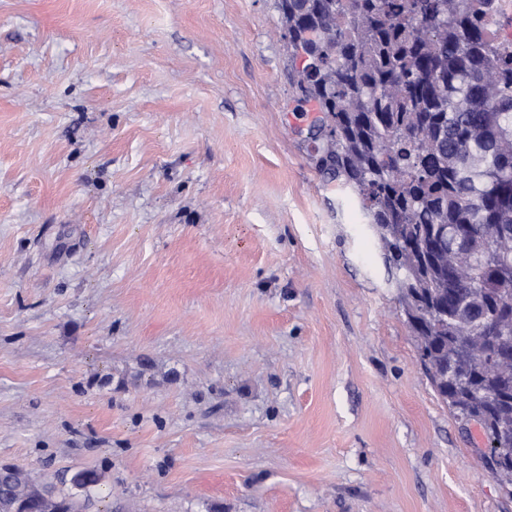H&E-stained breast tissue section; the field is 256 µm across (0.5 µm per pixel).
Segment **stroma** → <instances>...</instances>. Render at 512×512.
I'll use <instances>...</instances> for the list:
<instances>
[{"label":"stroma","mask_w":512,"mask_h":512,"mask_svg":"<svg viewBox=\"0 0 512 512\" xmlns=\"http://www.w3.org/2000/svg\"><path fill=\"white\" fill-rule=\"evenodd\" d=\"M279 0H0V465L83 512H512L433 391Z\"/></svg>","instance_id":"stroma-1"}]
</instances>
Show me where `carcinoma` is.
Masks as SVG:
<instances>
[{"label": "carcinoma", "instance_id": "carcinoma-1", "mask_svg": "<svg viewBox=\"0 0 512 512\" xmlns=\"http://www.w3.org/2000/svg\"><path fill=\"white\" fill-rule=\"evenodd\" d=\"M493 0H280L297 102L328 132L318 167L358 197L376 230L433 389L481 425L483 460L507 488L512 402V45L485 22ZM336 43L314 50L323 13ZM317 57H312L313 52ZM336 71V83L317 78ZM82 512L53 483L34 488Z\"/></svg>", "mask_w": 512, "mask_h": 512}]
</instances>
